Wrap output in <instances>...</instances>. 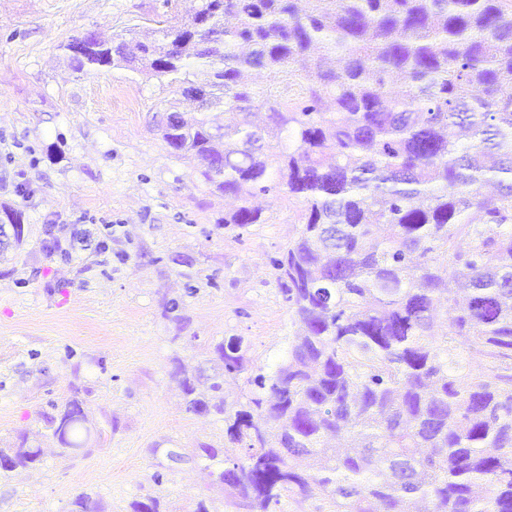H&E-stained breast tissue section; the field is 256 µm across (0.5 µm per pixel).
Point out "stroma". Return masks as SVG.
I'll return each instance as SVG.
<instances>
[{"label": "stroma", "instance_id": "1", "mask_svg": "<svg viewBox=\"0 0 512 512\" xmlns=\"http://www.w3.org/2000/svg\"><path fill=\"white\" fill-rule=\"evenodd\" d=\"M200 0H0V214L21 212L24 240L0 250V448L42 450L0 470V512H234L201 446H224V418L189 411L177 377L220 382L244 400L295 334L271 260L301 226L297 203L262 195L264 223L225 225L231 202L151 117L177 85L143 72H76L63 46L185 17ZM90 231L107 250L65 256L51 237ZM239 337L247 374L214 353ZM79 400L91 436L66 452L45 415ZM183 458H168L170 449ZM12 449L11 464L3 469L10 471L16 467L33 466L40 461L38 448L30 446L27 438H21Z\"/></svg>", "mask_w": 512, "mask_h": 512}]
</instances>
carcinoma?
<instances>
[{"instance_id":"carcinoma-1","label":"carcinoma","mask_w":512,"mask_h":512,"mask_svg":"<svg viewBox=\"0 0 512 512\" xmlns=\"http://www.w3.org/2000/svg\"><path fill=\"white\" fill-rule=\"evenodd\" d=\"M154 33L64 49L85 73L200 71L209 99L190 119L169 101L176 125L158 130L237 201L224 223H265L252 199L271 192L302 204L274 260L298 325L288 358L232 404L175 371L189 410L224 417L227 446L202 452L227 501L512 512V0H201ZM246 68L269 83H241ZM266 132L288 144L256 146ZM215 354L248 369L239 338ZM85 421L77 400L47 417L67 451ZM39 461L21 438L5 470Z\"/></svg>"}]
</instances>
